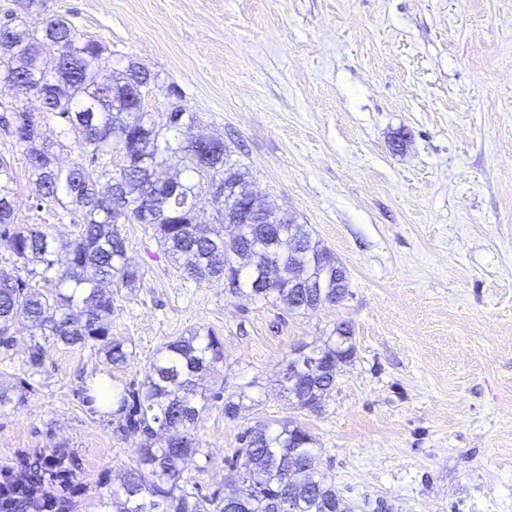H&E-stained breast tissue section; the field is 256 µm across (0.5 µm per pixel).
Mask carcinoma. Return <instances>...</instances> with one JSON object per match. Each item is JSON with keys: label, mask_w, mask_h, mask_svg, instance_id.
I'll use <instances>...</instances> for the list:
<instances>
[{"label": "carcinoma", "mask_w": 512, "mask_h": 512, "mask_svg": "<svg viewBox=\"0 0 512 512\" xmlns=\"http://www.w3.org/2000/svg\"><path fill=\"white\" fill-rule=\"evenodd\" d=\"M26 13L42 16L30 28L13 15L0 26L10 33L0 42V81L22 86L40 100L43 111L61 118L78 134L88 160L64 168L56 162L63 142L47 138L34 113L16 108L0 115V129L23 147L34 176L37 208L61 221L77 224L74 238L57 243L49 223H14L11 163L0 155V242L16 260L34 267L24 280L0 269V345L12 343L13 329L26 322L31 329L27 366L36 371L44 353L41 341L85 346L106 339L112 325V289L134 288L142 279L127 257L122 224H150L160 245L184 277L200 283L224 278L231 271L230 291L248 290L253 298L273 299L290 312L309 314L323 304H336L349 294L346 270L335 254L304 229V225L264 208L268 233L256 224H241L230 243L224 238V213L242 204L239 194L251 184L247 167L226 161L229 147L206 160L194 149L197 113L180 109L177 121L158 122L144 106L133 105L136 92L149 95L150 74L130 61L122 69L108 64L106 47L87 38L67 18L53 14L48 0H19ZM118 152L123 161L107 174L105 157ZM179 158L177 192L154 180V171ZM109 176L107 190L99 187ZM209 204L219 223L198 224L195 209ZM151 209L150 218L138 209ZM307 268V288L288 287L292 266ZM276 266L279 284L261 291L262 274ZM332 345L315 347L293 359L281 372L282 391L295 409L317 410L336 382V361L355 350L352 330L339 324ZM108 363L126 364L132 352L124 341L103 346ZM162 356L139 387L112 393L115 431L144 437L160 430L167 435L160 448L147 441L139 448L142 467L120 476L112 491V512H336L342 498L336 485L313 465L315 438L294 421L281 430H247L239 437L230 463L237 485L232 497L204 496L181 483L183 464L199 452L190 430L200 409L196 399L207 396L204 374L224 361L222 344L212 334L179 336L165 344ZM24 479L0 490V512H28L31 495L44 494L50 512H70L76 491L75 461L62 450L37 456L20 467ZM61 489L58 497L44 493L45 484Z\"/></svg>", "instance_id": "carcinoma-1"}]
</instances>
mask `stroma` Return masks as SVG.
Returning <instances> with one entry per match:
<instances>
[{
    "mask_svg": "<svg viewBox=\"0 0 512 512\" xmlns=\"http://www.w3.org/2000/svg\"><path fill=\"white\" fill-rule=\"evenodd\" d=\"M53 11L135 61L172 102L223 138L266 202L308 225L349 277L338 304L300 315L183 278L148 224H126L138 288L112 294V337L134 351L107 363L100 346L49 341L37 372L30 330L0 346V470L71 451L73 512H101L116 475L137 467V434L83 404L96 375L140 385L164 343L214 333L224 361L205 380L239 402H205L200 448L182 478L230 494L224 476L247 428L296 421L314 435L316 468L353 512H512V0H50ZM181 95L172 98L167 86ZM24 105L46 135L60 118L0 82V114ZM12 164L15 221L39 224L23 150ZM350 361L316 412L278 385L299 351L337 324Z\"/></svg>",
    "mask_w": 512,
    "mask_h": 512,
    "instance_id": "stroma-1",
    "label": "stroma"
}]
</instances>
